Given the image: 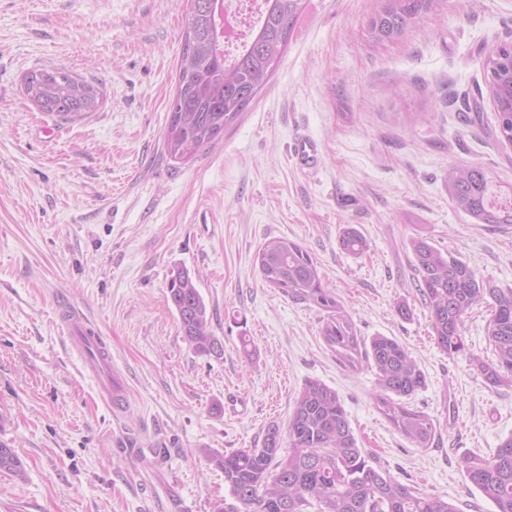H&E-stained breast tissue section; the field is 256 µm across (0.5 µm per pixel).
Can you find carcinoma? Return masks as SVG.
I'll return each mask as SVG.
<instances>
[{
	"instance_id": "carcinoma-1",
	"label": "carcinoma",
	"mask_w": 512,
	"mask_h": 512,
	"mask_svg": "<svg viewBox=\"0 0 512 512\" xmlns=\"http://www.w3.org/2000/svg\"><path fill=\"white\" fill-rule=\"evenodd\" d=\"M188 24L175 92L168 101L163 141L168 155L187 160L234 124L271 77L301 10L302 0H262L260 19L241 49L228 58L218 33L223 18L210 0H186ZM442 0H380L370 21L369 36L381 44L405 36L418 21L435 12ZM483 70L496 118V139L512 144V43L493 46ZM24 84L27 98L47 114L72 118L102 104L97 88L80 80L58 79L54 72L35 71ZM448 193L455 209L481 224L512 226V188L501 189L477 165L448 168ZM339 246L359 257L368 250L355 227L343 228ZM415 287L429 310L435 344L450 356L466 354L493 387H512V288H499L478 276L462 259L437 249L429 238H409ZM263 281L295 301L327 312L320 333L336 360L355 369L375 370L377 408L397 431L419 448L432 442L436 425L404 399L425 387L426 379L408 349L388 336L365 340L342 303L322 283L316 262L303 246L286 239L266 242L255 255ZM180 330L192 349L221 357L223 344L210 331V315L188 269H179L167 286ZM484 303L491 317L486 341L495 359L469 351L463 336L464 317ZM280 429L267 428L262 446L230 453L214 451L208 461L224 473L229 498L215 512H460L448 499L401 483L372 465L358 447L347 412L336 390L307 380L288 419V452L281 454ZM460 463L470 484L494 505L512 512V435L486 455L467 452ZM0 470L23 475L14 449L0 443Z\"/></svg>"
}]
</instances>
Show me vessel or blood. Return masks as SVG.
<instances>
[{
	"instance_id": "obj_1",
	"label": "vessel or blood",
	"mask_w": 512,
	"mask_h": 512,
	"mask_svg": "<svg viewBox=\"0 0 512 512\" xmlns=\"http://www.w3.org/2000/svg\"><path fill=\"white\" fill-rule=\"evenodd\" d=\"M57 319L70 347L79 353L85 369L95 376L100 397L110 407L122 408L126 403L123 383L112 370V355L93 321L78 317L71 305L58 306Z\"/></svg>"
}]
</instances>
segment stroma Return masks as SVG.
Segmentation results:
<instances>
[{"label": "stroma", "instance_id": "35a3bbf8", "mask_svg": "<svg viewBox=\"0 0 512 512\" xmlns=\"http://www.w3.org/2000/svg\"><path fill=\"white\" fill-rule=\"evenodd\" d=\"M302 4L268 84L182 163L163 130L183 0H0V442L24 467L0 471V512H214L227 490L206 451L258 448L270 425L287 429L309 379L336 390L374 466L461 512H494L457 461L512 434V388L435 345L405 242L425 235L512 287V227L457 212L447 188L456 164L512 184L482 67L492 45L512 42V0H444L376 47L379 0ZM37 68L98 86L102 106L77 120L39 112L23 95ZM301 137L318 146L313 167L294 155ZM348 224L365 255L340 248ZM278 238L309 251L361 336L407 347L426 376L408 403L437 426L428 447L379 412L373 370L336 361L325 311L263 282L254 256ZM180 268L196 275L222 358L182 336L167 294ZM400 298L410 320L394 312ZM60 302L104 336L127 384L123 413L70 348Z\"/></svg>", "mask_w": 512, "mask_h": 512}]
</instances>
